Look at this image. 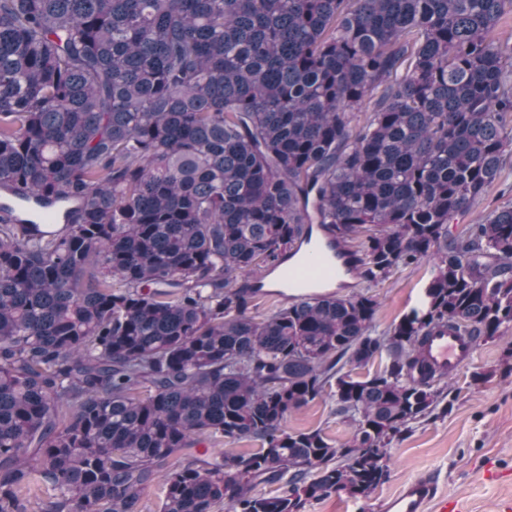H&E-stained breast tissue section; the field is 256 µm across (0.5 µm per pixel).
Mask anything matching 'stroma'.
Masks as SVG:
<instances>
[{
    "instance_id": "1",
    "label": "stroma",
    "mask_w": 512,
    "mask_h": 512,
    "mask_svg": "<svg viewBox=\"0 0 512 512\" xmlns=\"http://www.w3.org/2000/svg\"><path fill=\"white\" fill-rule=\"evenodd\" d=\"M434 266L424 261L396 271L373 288L378 301L377 331L389 329L404 313L420 306ZM512 327L478 342L470 362L439 386L451 407L412 423L386 448L389 471L369 496L333 495L306 501L300 512H380L381 502L405 481L433 474L441 491L462 500L468 512H497L512 499ZM330 393L288 416L293 431L318 430L335 447L349 443L353 428L337 416Z\"/></svg>"
}]
</instances>
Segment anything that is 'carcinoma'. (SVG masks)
I'll use <instances>...</instances> for the list:
<instances>
[{
    "label": "carcinoma",
    "instance_id": "obj_1",
    "mask_svg": "<svg viewBox=\"0 0 512 512\" xmlns=\"http://www.w3.org/2000/svg\"><path fill=\"white\" fill-rule=\"evenodd\" d=\"M509 14L0 0V512H27L33 482L41 512H140L161 471L160 512H300L383 483L370 450L445 399L425 338L512 325V203L448 231L512 154ZM315 224L363 237L342 275L368 289L434 261L423 307L379 333L367 292L263 290ZM271 293L288 305L256 319ZM328 387L342 448L286 427ZM218 437L260 447L195 457Z\"/></svg>",
    "mask_w": 512,
    "mask_h": 512
}]
</instances>
